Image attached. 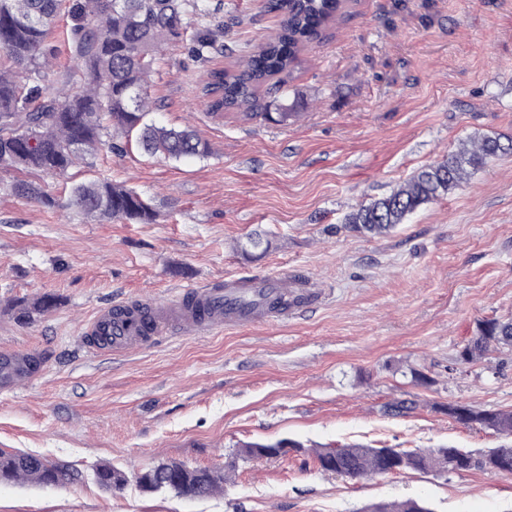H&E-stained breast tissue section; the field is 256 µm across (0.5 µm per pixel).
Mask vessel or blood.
Wrapping results in <instances>:
<instances>
[{"label":"vessel or blood","instance_id":"obj_1","mask_svg":"<svg viewBox=\"0 0 512 512\" xmlns=\"http://www.w3.org/2000/svg\"><path fill=\"white\" fill-rule=\"evenodd\" d=\"M287 295V281L269 277L192 285L165 302L123 299L84 325V347L90 352L117 355L159 343L176 333L203 335L222 326L281 320L289 314L280 304ZM34 377L25 359L0 354V391H14Z\"/></svg>","mask_w":512,"mask_h":512}]
</instances>
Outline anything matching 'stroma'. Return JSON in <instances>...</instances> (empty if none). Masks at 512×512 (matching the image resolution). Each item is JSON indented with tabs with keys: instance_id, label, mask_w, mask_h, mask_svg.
Masks as SVG:
<instances>
[{
	"instance_id": "1",
	"label": "stroma",
	"mask_w": 512,
	"mask_h": 512,
	"mask_svg": "<svg viewBox=\"0 0 512 512\" xmlns=\"http://www.w3.org/2000/svg\"><path fill=\"white\" fill-rule=\"evenodd\" d=\"M191 30L223 26L222 48L160 53L150 117L191 127L203 159L102 150L73 182L104 177L149 200L150 224L85 222L68 182L32 175L58 204L15 196L0 170V352L42 354L39 377L0 395V448L64 461L83 481L0 484V512H363L415 499L433 512H512V475L478 470L350 479L314 451L339 444L483 451L493 430L448 417L449 403L512 410V350L459 353L484 319L512 318V154L383 235L345 217L459 142L512 136V0H350L299 65L260 91L288 119L208 116L200 82L234 66L279 26L264 0H210ZM265 251L243 252L253 233ZM300 277L320 299L288 319L174 335L90 357L85 321L114 298L165 300L184 285L239 276ZM57 307L29 324L14 306ZM429 383L407 377L409 368ZM405 402L391 415L388 403ZM295 441L238 461L207 499L145 493L134 477L162 462L223 467L243 442ZM121 468L123 490L92 479Z\"/></svg>"
}]
</instances>
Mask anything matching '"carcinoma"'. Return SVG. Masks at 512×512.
<instances>
[{"mask_svg":"<svg viewBox=\"0 0 512 512\" xmlns=\"http://www.w3.org/2000/svg\"><path fill=\"white\" fill-rule=\"evenodd\" d=\"M267 8L281 14L276 32L243 57L232 69L209 74L201 87L207 114L234 111L247 120L269 119L268 106L260 103L259 88L270 79L294 68L301 52L317 40L344 9L343 0H266ZM71 0L72 27L69 48L74 66L59 86L46 81L50 60L57 57L48 37L59 19L62 0H0V170L12 169L64 177L68 171L106 146L119 151L116 139L137 131L139 143L150 155L180 160L205 157L207 142L193 130L167 129L145 122L152 111L148 77L165 42L184 40L186 16L206 18L209 0ZM213 32L206 29L192 39L189 52L202 56L214 46ZM512 154V137L483 136L459 144L437 163L422 167L390 193L350 212L345 222L358 233L383 234L423 205L466 183L472 172L490 160ZM12 192L47 206L56 204L45 189L17 180ZM71 204L92 221L128 220L148 224L154 212L136 192L97 178L71 189ZM57 305L45 294L19 309L18 319L32 321ZM492 348H512V320H485L459 354L473 362ZM449 416L465 424H478L505 438L512 437V411L482 409L450 403ZM285 439L241 445L238 456L252 460L270 455ZM322 470L362 478L386 473L391 465L401 471L436 475L479 470L512 474V446L503 445L480 453L455 447L405 450L345 444L315 450ZM94 481L107 490H121L128 483L122 470L98 466ZM80 471L62 461L21 451L0 453V483L31 479L45 486H65L82 480ZM226 472L221 468H189L169 462L147 468L136 476L144 492L173 490L190 497H209L222 489ZM364 512H433L416 500L379 502Z\"/></svg>","mask_w":512,"mask_h":512,"instance_id":"obj_1","label":"carcinoma"}]
</instances>
